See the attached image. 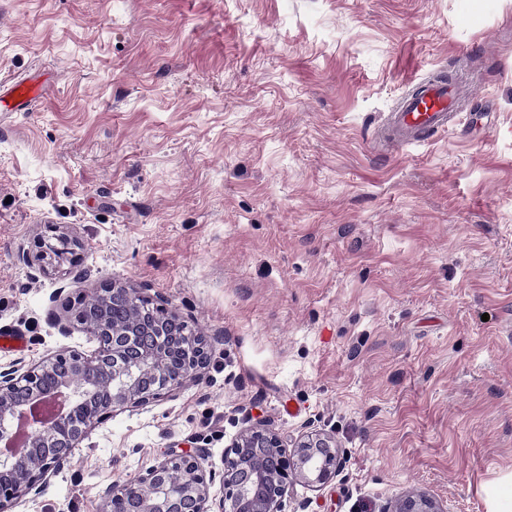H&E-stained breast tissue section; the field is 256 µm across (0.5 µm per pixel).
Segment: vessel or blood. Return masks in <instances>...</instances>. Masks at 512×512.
Here are the masks:
<instances>
[{
  "instance_id": "1",
  "label": "vessel or blood",
  "mask_w": 512,
  "mask_h": 512,
  "mask_svg": "<svg viewBox=\"0 0 512 512\" xmlns=\"http://www.w3.org/2000/svg\"><path fill=\"white\" fill-rule=\"evenodd\" d=\"M42 94L38 81L15 82L10 88H0V110L14 109ZM458 98L457 85L448 79L431 77L418 82L392 113L383 135L384 147L398 150L444 129L453 118Z\"/></svg>"
}]
</instances>
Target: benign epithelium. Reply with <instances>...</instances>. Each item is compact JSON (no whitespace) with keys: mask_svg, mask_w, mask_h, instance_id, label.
<instances>
[{"mask_svg":"<svg viewBox=\"0 0 512 512\" xmlns=\"http://www.w3.org/2000/svg\"><path fill=\"white\" fill-rule=\"evenodd\" d=\"M47 265L83 261L81 243L59 227L39 241ZM62 334L75 325L97 342L89 355L60 350L22 370L0 369V439L19 424L24 442L0 451V512L43 491L89 431L131 407L148 404L200 378L209 359L206 337L139 288L111 282L63 306ZM53 402L49 415L40 404ZM197 451L170 449L138 474L105 491L100 512H288L290 488L320 490L339 473L335 437L314 430L288 438L255 417L224 449V469L206 471ZM220 482L222 495L211 493ZM380 512H444L424 492L405 493Z\"/></svg>","mask_w":512,"mask_h":512,"instance_id":"7a95c632","label":"benign epithelium"}]
</instances>
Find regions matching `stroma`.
<instances>
[{
    "mask_svg": "<svg viewBox=\"0 0 512 512\" xmlns=\"http://www.w3.org/2000/svg\"><path fill=\"white\" fill-rule=\"evenodd\" d=\"M456 121L374 144L419 80ZM0 366L93 351L64 300L128 284L208 336L199 381L97 424L14 512H99L168 449L222 471L249 418L332 431L304 512L512 482V0H0ZM81 267L28 262L50 226ZM43 94L42 85L35 80L17 81L6 91L0 88V111L12 110L26 102L39 99Z\"/></svg>",
    "mask_w": 512,
    "mask_h": 512,
    "instance_id": "1",
    "label": "stroma"
}]
</instances>
